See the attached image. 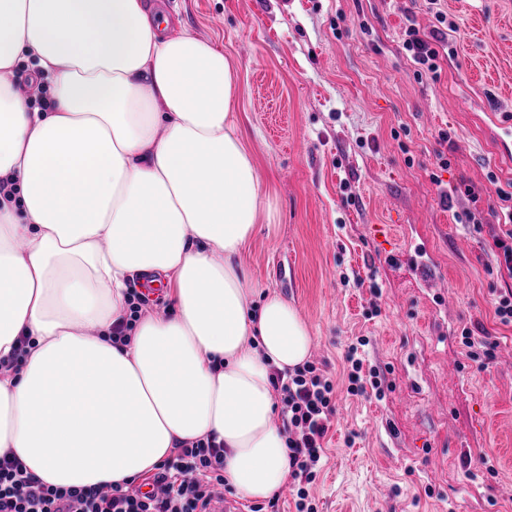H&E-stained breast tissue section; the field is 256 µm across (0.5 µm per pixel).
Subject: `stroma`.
<instances>
[{"instance_id": "1", "label": "stroma", "mask_w": 512, "mask_h": 512, "mask_svg": "<svg viewBox=\"0 0 512 512\" xmlns=\"http://www.w3.org/2000/svg\"><path fill=\"white\" fill-rule=\"evenodd\" d=\"M150 3L168 29L223 48L239 75L238 123L273 187L241 262L296 306L310 359L335 384L308 504L512 512V324L494 313L512 278L487 270L498 193H512V0ZM440 12L448 54L416 76L403 30L430 31ZM474 206L478 230L461 220ZM418 250L442 289L425 283ZM477 323L494 345L482 365L461 336ZM353 347L380 392L347 393Z\"/></svg>"}]
</instances>
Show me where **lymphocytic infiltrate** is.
Segmentation results:
<instances>
[{"instance_id": "f902f5d3", "label": "lymphocytic infiltrate", "mask_w": 512, "mask_h": 512, "mask_svg": "<svg viewBox=\"0 0 512 512\" xmlns=\"http://www.w3.org/2000/svg\"><path fill=\"white\" fill-rule=\"evenodd\" d=\"M404 35L403 48L418 73H437L441 53L448 48L447 33L437 27L425 33L411 24ZM274 386L281 395L290 476L302 500L335 412V388L312 363L288 378H276ZM143 483L140 490L118 485L58 488L27 473L16 457L4 455L0 512H212L226 488L223 450L201 442L182 446Z\"/></svg>"}]
</instances>
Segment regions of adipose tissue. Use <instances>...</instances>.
Segmentation results:
<instances>
[{
  "label": "adipose tissue",
  "instance_id": "1",
  "mask_svg": "<svg viewBox=\"0 0 512 512\" xmlns=\"http://www.w3.org/2000/svg\"><path fill=\"white\" fill-rule=\"evenodd\" d=\"M238 87L222 50L143 0H0V356L30 339L0 374V455L45 484L121 485L197 441L244 497L288 482L271 376L313 339L241 268L269 187ZM139 278L170 307L131 317Z\"/></svg>",
  "mask_w": 512,
  "mask_h": 512
}]
</instances>
